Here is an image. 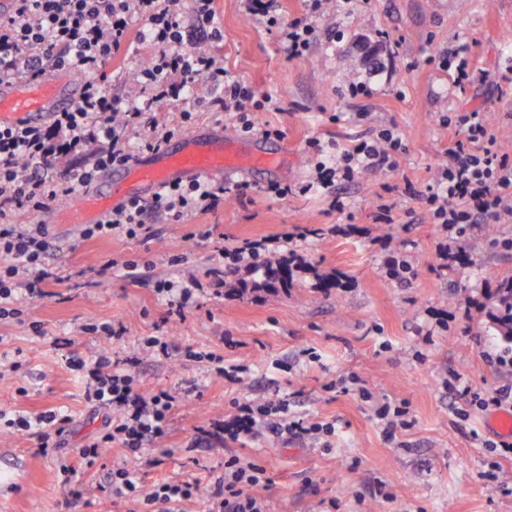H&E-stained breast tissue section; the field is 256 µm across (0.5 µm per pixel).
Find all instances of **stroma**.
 <instances>
[{
  "mask_svg": "<svg viewBox=\"0 0 512 512\" xmlns=\"http://www.w3.org/2000/svg\"><path fill=\"white\" fill-rule=\"evenodd\" d=\"M214 9L223 37L210 50L223 55L233 78L282 100L281 111L256 118L283 129L284 138L241 143L284 153L285 161L241 171L218 208L181 223L149 220L134 238H84L82 225L58 223L56 204L18 214V223L48 226L44 262L58 279L44 297L23 301L22 319L0 317L8 358L22 365L0 377V411L29 417L55 411L71 421L57 448H43L33 431L0 435V512H141V504L113 502L98 489L123 461L122 449H108L91 467L77 453L97 436L105 414L86 402L85 382L66 359L75 353L90 360L102 351L117 360L140 354L133 369L138 390L183 397L166 437L147 445L137 461L145 483L189 477L206 489L222 475L225 457L237 454L264 466L270 512H512V458L491 452L500 435L487 426L486 412L470 404L471 394L512 384V372L494 362L505 342L479 310L498 282L512 276V251L492 244L496 237L512 239V222L493 230L471 225L460 242L469 264L442 271L434 257L437 228L416 197L462 138L460 119L469 112L489 113L502 151L512 154V85L502 79L512 68V0H331L326 16L314 20L303 0H282L285 19H309L316 28L311 51L292 59L243 0H214ZM131 28L134 51L105 67L114 96L125 95L156 51L141 21ZM460 42L485 75L463 91L430 61ZM377 63L384 70L376 94L344 97L343 76L363 75ZM340 112L345 120L331 123ZM355 112L364 120L353 121ZM384 124L395 126L404 144L393 170L363 171L329 195L268 194L269 185L296 187L307 179L310 139L345 146ZM335 194L344 212L330 209ZM379 194L397 205L386 233L373 222ZM286 232L303 259L293 288L243 294L233 286L252 281L254 270L218 273L220 248ZM380 235L387 247L377 243ZM404 250L411 254V278L387 280L383 263ZM113 258L137 262V273L106 269ZM188 277L199 289L179 320L154 286L160 278ZM435 314L447 319L448 331L430 334ZM28 321L40 322L43 335L26 331ZM112 322L125 325L122 339L80 332L85 324ZM146 336L246 363L252 375L232 384L208 362L139 353ZM306 349L316 361H305ZM453 373L465 393L439 387L440 377ZM362 387L377 399L408 402L413 427L385 437L358 394ZM249 399L284 400L290 414L334 423L329 448L265 433L192 448L198 427ZM63 461L76 471L73 482L59 472ZM381 484L392 499L376 495Z\"/></svg>",
  "mask_w": 512,
  "mask_h": 512,
  "instance_id": "obj_1",
  "label": "stroma"
}]
</instances>
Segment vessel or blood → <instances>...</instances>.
Returning <instances> with one entry per match:
<instances>
[{"label": "vessel or blood", "mask_w": 512, "mask_h": 512, "mask_svg": "<svg viewBox=\"0 0 512 512\" xmlns=\"http://www.w3.org/2000/svg\"><path fill=\"white\" fill-rule=\"evenodd\" d=\"M84 83L70 69L57 70L47 76L21 82L0 83V124L35 125L53 117L55 113L73 108L79 101ZM277 160L271 153L243 155L233 147L216 145L198 147L194 136L181 138L175 150H165L148 162L129 169L134 181L156 189L173 181L179 174L211 179L232 178L244 164L268 167ZM126 187H115L108 195L81 194L64 212L70 223L96 222L108 209L113 199L128 196Z\"/></svg>", "instance_id": "vessel-or-blood-1"}]
</instances>
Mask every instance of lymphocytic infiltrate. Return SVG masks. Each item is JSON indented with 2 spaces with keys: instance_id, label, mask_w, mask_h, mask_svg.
I'll list each match as a JSON object with an SVG mask.
<instances>
[{
  "instance_id": "f902f5d3",
  "label": "lymphocytic infiltrate",
  "mask_w": 512,
  "mask_h": 512,
  "mask_svg": "<svg viewBox=\"0 0 512 512\" xmlns=\"http://www.w3.org/2000/svg\"><path fill=\"white\" fill-rule=\"evenodd\" d=\"M180 2L17 0L15 13L0 17V80L40 76L46 60L53 68H75L89 75L78 105L57 113L50 126L0 125V316H21V309L7 308V301L20 289L28 298L41 297L52 279L42 266L50 246L47 225L13 223V211L47 210L51 203L90 185L101 172L126 166L133 150L162 151L187 129L192 114L183 112L176 125L146 120L154 103L180 99L192 85L203 81L217 91L205 101V108L230 114L240 134L283 138V130L258 124L255 119L259 112L280 111V98L256 94L233 79L222 57L193 41L196 32L210 39L221 35L213 0H196L190 28L183 23ZM260 11L267 25L278 29L288 56H302L311 48L313 27L300 21L284 22L279 0H263ZM135 18L144 22L158 52L142 66L125 96L111 98L102 68L112 56L130 50L129 24ZM461 124L463 140L449 149L447 161L439 165L433 185L424 194L427 215L440 230L435 257L442 270L455 262L452 245L465 236L470 225L489 218L497 222L512 219V156L500 152L487 113L471 112L462 117ZM136 125L142 131L138 143L133 144L126 132ZM308 148L315 161L310 179L299 188L303 194L330 190L354 180L364 170L393 169L403 145L394 129L380 127L369 129L346 148L317 139L309 140ZM64 151L85 154L89 162L73 177L61 179L52 167ZM224 193V187L205 178L193 179L185 186L174 181L157 189L150 202L133 197L120 203L88 225L83 235L90 239L120 233L132 238L143 228L146 216L178 222L190 213L214 209ZM291 240V235L284 234L245 241L220 249L219 255L233 267H252ZM137 363V357L116 361L106 352L91 362L75 355L69 358V366L86 376L87 402L112 414V423L99 440L78 451L87 465H94L112 447L137 457L168 430L177 398L167 390L136 391L129 370ZM233 408L229 419L199 429L198 441L219 434L238 442L265 432L276 438L289 435L317 443L335 432L332 423L291 417L283 401H237ZM107 484L113 497L158 512H180L182 503L202 495L207 498L208 512H268L265 468L236 455L225 458L223 475L206 492L194 480L145 486L124 464L112 468Z\"/></svg>"
}]
</instances>
